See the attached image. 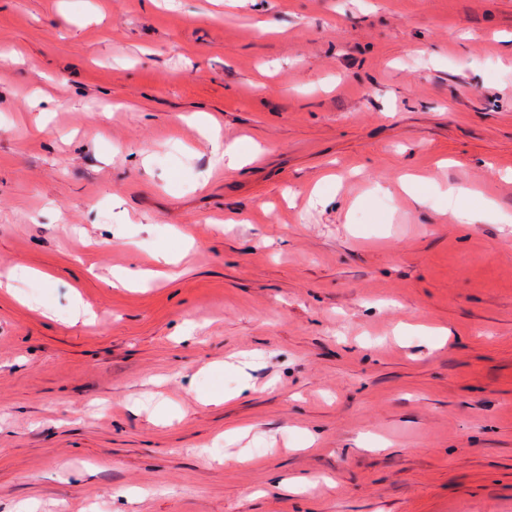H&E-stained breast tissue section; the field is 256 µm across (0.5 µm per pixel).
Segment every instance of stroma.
<instances>
[{"instance_id":"obj_1","label":"stroma","mask_w":512,"mask_h":512,"mask_svg":"<svg viewBox=\"0 0 512 512\" xmlns=\"http://www.w3.org/2000/svg\"><path fill=\"white\" fill-rule=\"evenodd\" d=\"M12 268L0 512H512V0H0Z\"/></svg>"}]
</instances>
